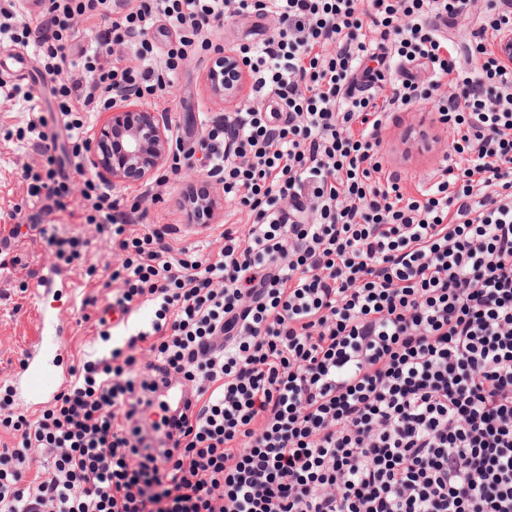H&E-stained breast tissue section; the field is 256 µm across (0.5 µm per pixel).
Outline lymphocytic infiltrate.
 I'll return each mask as SVG.
<instances>
[{
    "label": "lymphocytic infiltrate",
    "mask_w": 512,
    "mask_h": 512,
    "mask_svg": "<svg viewBox=\"0 0 512 512\" xmlns=\"http://www.w3.org/2000/svg\"><path fill=\"white\" fill-rule=\"evenodd\" d=\"M474 0H0V38L33 48L62 135L19 133L40 204L26 233L72 264L83 240L43 215L111 225L113 306L150 322L71 366L36 416L0 395V512H512V67L494 51L512 0H488L459 74L445 31ZM248 100L177 135L247 210L201 253L77 167L92 114L155 99L233 16ZM90 22L81 42L78 20ZM167 22L173 39L157 42ZM386 52L428 84L361 71ZM77 55L75 74L63 66ZM369 92H352L357 81ZM274 99L267 109L266 99ZM433 100L459 138L416 195L384 172L389 112ZM188 392L183 405L158 393ZM273 26L271 18L261 19L254 15L237 17L224 22L223 32L217 37L225 45L235 46L240 42L257 45L272 32Z\"/></svg>",
    "instance_id": "lymphocytic-infiltrate-1"
}]
</instances>
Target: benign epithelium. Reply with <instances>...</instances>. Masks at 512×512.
<instances>
[{
  "instance_id": "1",
  "label": "benign epithelium",
  "mask_w": 512,
  "mask_h": 512,
  "mask_svg": "<svg viewBox=\"0 0 512 512\" xmlns=\"http://www.w3.org/2000/svg\"><path fill=\"white\" fill-rule=\"evenodd\" d=\"M218 65L207 73V83L213 102L229 108L239 96L244 66L235 52L226 50L217 57ZM238 73L232 86L224 84V72ZM167 125L159 113L147 108L133 109L126 101L116 98L106 122L91 138L89 169L102 181L116 185L135 177L149 178L165 165L170 154Z\"/></svg>"
}]
</instances>
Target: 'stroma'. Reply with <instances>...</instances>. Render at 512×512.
<instances>
[{
    "instance_id": "1",
    "label": "stroma",
    "mask_w": 512,
    "mask_h": 512,
    "mask_svg": "<svg viewBox=\"0 0 512 512\" xmlns=\"http://www.w3.org/2000/svg\"><path fill=\"white\" fill-rule=\"evenodd\" d=\"M272 19L250 15L229 19L220 38L233 46L244 42L259 44L272 31ZM209 59L193 62L180 71L168 94L157 100L152 109L162 114L169 126L199 127L200 113L221 116L223 107L214 105L205 84ZM29 118L15 102L0 97V233H9L18 224H26L33 212L24 180L26 166L39 163L38 154L21 148L17 139L18 127ZM453 132L439 123L432 102L425 101L406 110H396L387 120L383 142V166L401 178L400 185L414 192L418 183L428 180L441 167L443 145L454 140ZM207 189L216 201V207L207 227L196 230L187 225L189 193ZM151 191L152 200L146 201V223L168 224L173 228L170 242L174 247L203 246L215 239L225 221L235 220L246 225L247 218L234 214L232 205L225 203L224 193L214 179L208 178L202 157H194L190 167L178 173L162 169L159 177L131 180L114 186L113 191L124 204H131L144 191ZM59 233L88 239L83 257L73 265L59 267L53 248L45 242L27 239L12 241L11 265L0 268V386L12 384L22 372L20 361L30 341L41 335L42 312L51 313L63 330L53 343L62 366H70L84 356L95 355L104 348L98 339L96 317L100 305L106 304L109 290L106 282L114 258L105 243L107 230L80 223L58 225ZM95 266V278H87L85 270ZM60 270L67 279V288L37 294L38 282L51 270ZM96 296L98 304L82 310L87 296Z\"/></svg>"
}]
</instances>
